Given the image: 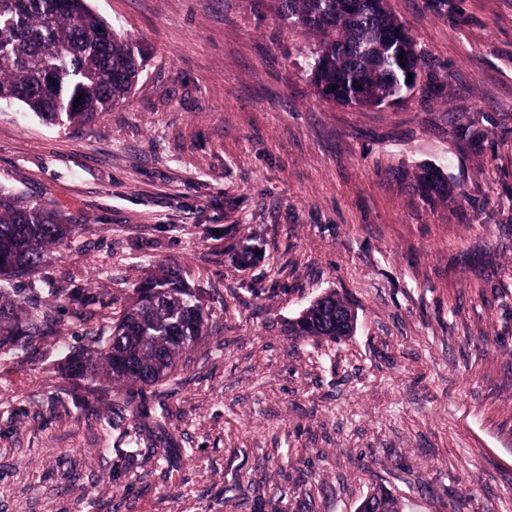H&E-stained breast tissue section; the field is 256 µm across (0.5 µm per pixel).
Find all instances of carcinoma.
<instances>
[{
	"instance_id": "obj_1",
	"label": "carcinoma",
	"mask_w": 512,
	"mask_h": 512,
	"mask_svg": "<svg viewBox=\"0 0 512 512\" xmlns=\"http://www.w3.org/2000/svg\"><path fill=\"white\" fill-rule=\"evenodd\" d=\"M286 25L321 31L307 63L321 97L353 106H387L415 89L420 56L387 0H276ZM403 58H398V54ZM144 59L127 37L93 13L86 0H0V105H17L46 121L83 124L125 99ZM413 74L407 81V74ZM83 96L79 105L76 97ZM445 189L427 170L419 192ZM72 233L51 211L22 205L0 191V277L27 271L50 258L52 245ZM47 314L0 291V353L26 352L44 333ZM355 314L329 291L291 324L293 336L336 341L351 334ZM208 315L195 292L174 271L158 266L134 289L132 302L100 348L104 366L74 360L81 376L107 383L150 385L174 374L189 349L207 335ZM378 490L358 512H400Z\"/></svg>"
}]
</instances>
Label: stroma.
Returning a JSON list of instances; mask_svg holds the SVG:
<instances>
[{
	"mask_svg": "<svg viewBox=\"0 0 512 512\" xmlns=\"http://www.w3.org/2000/svg\"><path fill=\"white\" fill-rule=\"evenodd\" d=\"M87 4L144 56L127 98L86 126L0 109V189L72 228L0 280L49 315L0 357V512H512V0H388L421 56L388 107L323 101L319 34L272 0ZM159 264L207 336L92 389L70 359ZM328 291L352 336L290 335ZM401 504L389 493L378 490L367 496L359 505L358 512H401Z\"/></svg>",
	"mask_w": 512,
	"mask_h": 512,
	"instance_id": "1",
	"label": "stroma"
}]
</instances>
